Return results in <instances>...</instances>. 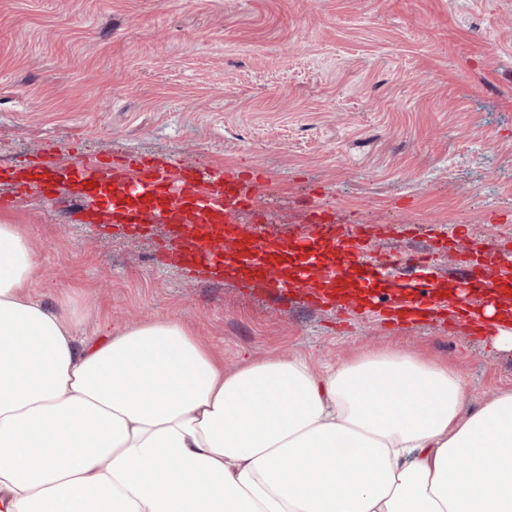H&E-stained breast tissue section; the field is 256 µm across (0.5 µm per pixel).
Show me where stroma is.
<instances>
[{"label": "stroma", "mask_w": 512, "mask_h": 512, "mask_svg": "<svg viewBox=\"0 0 512 512\" xmlns=\"http://www.w3.org/2000/svg\"><path fill=\"white\" fill-rule=\"evenodd\" d=\"M50 144L263 170L270 234L294 237L318 197L365 224L372 255L427 253L452 287L486 244L512 252V0H0V166ZM0 221L22 225L37 297L76 314L81 340L175 317L228 366L322 368L366 346L458 368L477 403L512 389V350L463 324L342 326L187 275L153 235L88 223L67 197Z\"/></svg>", "instance_id": "stroma-1"}]
</instances>
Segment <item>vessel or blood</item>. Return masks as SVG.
I'll use <instances>...</instances> for the list:
<instances>
[{
	"instance_id": "b4317fda",
	"label": "vessel or blood",
	"mask_w": 512,
	"mask_h": 512,
	"mask_svg": "<svg viewBox=\"0 0 512 512\" xmlns=\"http://www.w3.org/2000/svg\"><path fill=\"white\" fill-rule=\"evenodd\" d=\"M0 179L12 185L0 194V207L30 191L52 198L60 185L81 199L104 196L108 204L97 220L124 225L133 234L163 228L171 244L168 260L187 273L293 293L314 307L357 310L385 322L467 319L483 331L487 324L476 317L481 301L512 278V255L490 247L480 268L463 271L454 292L443 290L419 254L402 262L409 278L393 282L387 267L364 260V225L342 221L321 206L313 207L308 230L295 239L267 236L262 225L270 220L268 212L250 221L239 220L238 214L252 209L268 180L201 161L114 156L106 162L65 164L50 147L25 173L6 169Z\"/></svg>"
}]
</instances>
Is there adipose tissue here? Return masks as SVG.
Here are the masks:
<instances>
[{
    "instance_id": "adipose-tissue-1",
    "label": "adipose tissue",
    "mask_w": 512,
    "mask_h": 512,
    "mask_svg": "<svg viewBox=\"0 0 512 512\" xmlns=\"http://www.w3.org/2000/svg\"><path fill=\"white\" fill-rule=\"evenodd\" d=\"M0 222V512H512V389L401 351L235 369L162 317L77 341Z\"/></svg>"
}]
</instances>
